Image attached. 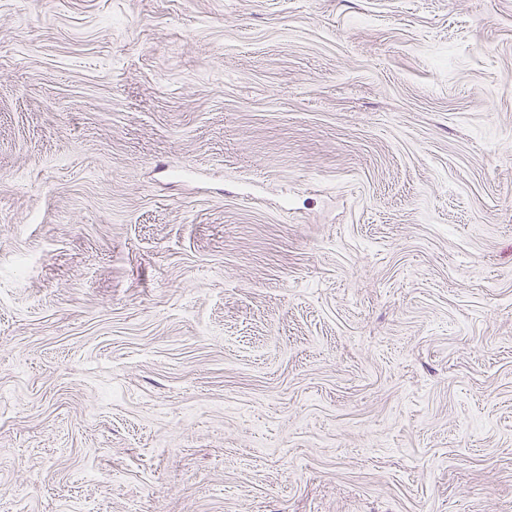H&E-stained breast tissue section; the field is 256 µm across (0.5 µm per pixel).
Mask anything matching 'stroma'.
I'll list each match as a JSON object with an SVG mask.
<instances>
[{
  "label": "stroma",
  "instance_id": "1",
  "mask_svg": "<svg viewBox=\"0 0 512 512\" xmlns=\"http://www.w3.org/2000/svg\"><path fill=\"white\" fill-rule=\"evenodd\" d=\"M512 512V0H0V512Z\"/></svg>",
  "mask_w": 512,
  "mask_h": 512
}]
</instances>
